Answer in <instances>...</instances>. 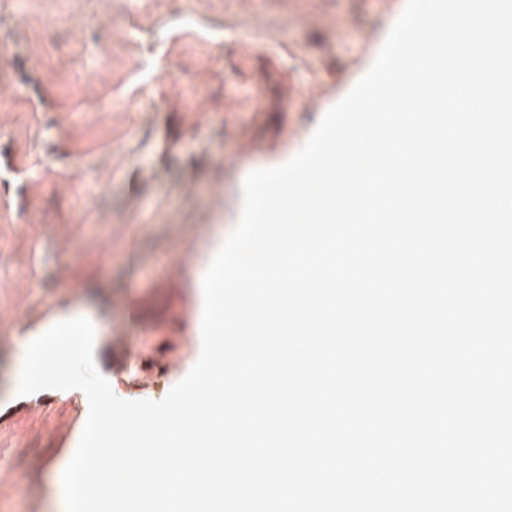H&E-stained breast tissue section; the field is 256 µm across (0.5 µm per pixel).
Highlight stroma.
I'll list each match as a JSON object with an SVG mask.
<instances>
[{
	"label": "stroma",
	"instance_id": "stroma-1",
	"mask_svg": "<svg viewBox=\"0 0 512 512\" xmlns=\"http://www.w3.org/2000/svg\"><path fill=\"white\" fill-rule=\"evenodd\" d=\"M406 4L0 0V512H60L88 416L18 394L21 335L88 315L114 393L165 397L199 358L195 281L246 176L304 148Z\"/></svg>",
	"mask_w": 512,
	"mask_h": 512
}]
</instances>
